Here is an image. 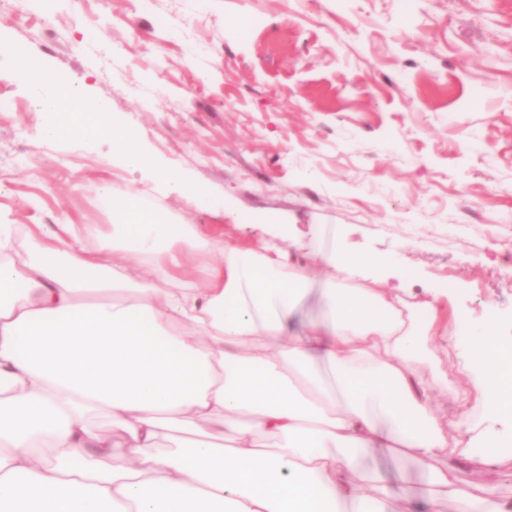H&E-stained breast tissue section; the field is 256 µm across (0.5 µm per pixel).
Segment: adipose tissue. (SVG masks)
<instances>
[{"label":"adipose tissue","mask_w":512,"mask_h":512,"mask_svg":"<svg viewBox=\"0 0 512 512\" xmlns=\"http://www.w3.org/2000/svg\"><path fill=\"white\" fill-rule=\"evenodd\" d=\"M19 74L54 116L46 139L148 164L136 131L110 123L109 99ZM103 190L100 251L75 248L74 224H32L21 240L0 224V512H507L498 485L458 466L471 442L477 463L500 465L495 426L512 423V341L494 322L459 360L481 391L484 428L467 443L432 411L446 377L418 373L439 307L422 308L419 329L406 289L356 284L376 257L316 255L331 316L293 333L313 267ZM173 431L177 446L156 453ZM378 448L428 472L421 507L361 468Z\"/></svg>","instance_id":"ef3b65f1"}]
</instances>
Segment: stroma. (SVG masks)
I'll use <instances>...</instances> for the list:
<instances>
[{
  "instance_id": "obj_1",
  "label": "stroma",
  "mask_w": 512,
  "mask_h": 512,
  "mask_svg": "<svg viewBox=\"0 0 512 512\" xmlns=\"http://www.w3.org/2000/svg\"><path fill=\"white\" fill-rule=\"evenodd\" d=\"M21 46L136 130L157 173L95 142L39 136L47 117L15 75ZM0 224L72 221L107 244L103 182L228 244L291 233L317 251L388 258L412 302L447 291L452 320L426 377L457 372L474 326L512 336V0H10L0 8ZM224 199L198 209L182 182ZM388 482L426 477L377 450Z\"/></svg>"
}]
</instances>
